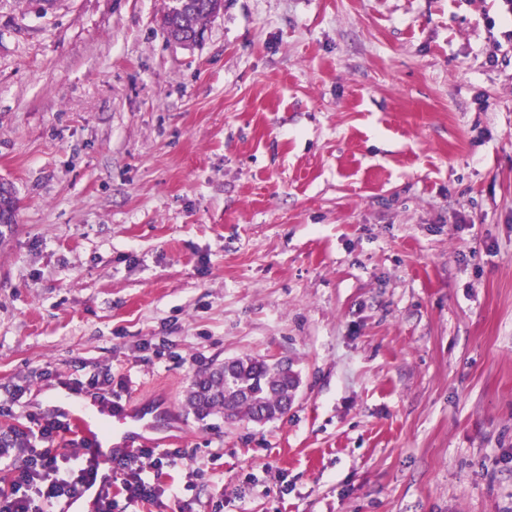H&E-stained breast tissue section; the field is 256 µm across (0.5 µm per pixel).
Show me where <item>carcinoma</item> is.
<instances>
[{
	"mask_svg": "<svg viewBox=\"0 0 512 512\" xmlns=\"http://www.w3.org/2000/svg\"><path fill=\"white\" fill-rule=\"evenodd\" d=\"M210 0H186L188 20L166 12L163 15V32L168 41L188 45L203 36L207 22L215 17L209 6ZM0 210L17 216L19 201L13 188L0 183ZM293 375L277 362L263 357L245 355L237 359L228 373L211 374L196 383L186 400L188 411L199 417L222 414L227 420L247 419L254 421L276 417L281 402L288 398V386ZM3 448H25V433L11 428L0 434Z\"/></svg>",
	"mask_w": 512,
	"mask_h": 512,
	"instance_id": "carcinoma-1",
	"label": "carcinoma"
}]
</instances>
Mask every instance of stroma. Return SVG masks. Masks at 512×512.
<instances>
[{
    "mask_svg": "<svg viewBox=\"0 0 512 512\" xmlns=\"http://www.w3.org/2000/svg\"><path fill=\"white\" fill-rule=\"evenodd\" d=\"M0 0V431L161 409L141 512H512V16L499 0ZM285 357L287 414L198 419ZM210 0H188V20L183 23L178 16H171L169 8L163 15V32L168 41L189 45L190 42L197 43V37L203 36L207 22L215 17L209 6ZM0 210L1 214L4 211H10L13 217V224L0 223V244L6 238L7 234H11L13 227L16 224V216L19 210V201L13 188L1 182L0 183ZM292 383V373L281 364L245 355L238 357L230 372L210 374L197 382L186 408L198 417L222 414L231 421H254L265 415L264 421H269L288 398Z\"/></svg>",
    "mask_w": 512,
    "mask_h": 512,
    "instance_id": "1",
    "label": "stroma"
}]
</instances>
